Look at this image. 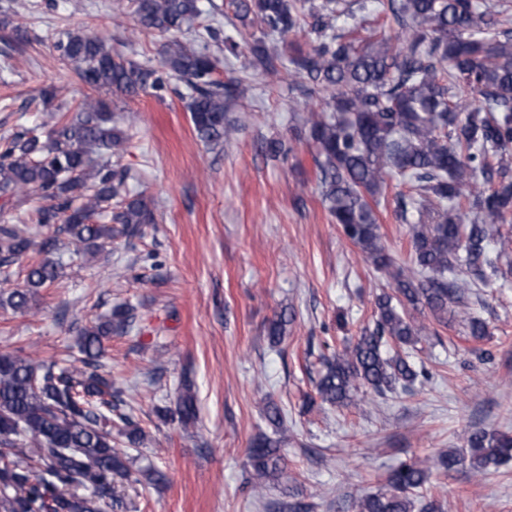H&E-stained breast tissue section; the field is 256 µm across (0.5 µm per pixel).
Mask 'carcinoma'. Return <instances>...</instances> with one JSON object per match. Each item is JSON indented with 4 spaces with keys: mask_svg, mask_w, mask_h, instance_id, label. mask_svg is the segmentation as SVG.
Masks as SVG:
<instances>
[{
    "mask_svg": "<svg viewBox=\"0 0 512 512\" xmlns=\"http://www.w3.org/2000/svg\"><path fill=\"white\" fill-rule=\"evenodd\" d=\"M138 24L163 43L160 65L115 56L102 39L84 30L61 28L51 48L91 89L114 95L163 90L170 77L184 81L187 110L199 138L220 145L234 138L241 120L230 105L247 96L240 78H214L207 52L210 28L188 38L200 16L199 0H131ZM236 17L259 24L245 42L249 65L274 73L288 59L290 74L306 84L304 95L321 101V111L302 119L297 135L314 144L323 201L342 234L387 278L393 293L377 296L373 326L323 358L316 391L336 407L355 403L371 390L378 397L410 393L427 377L411 360L421 333L406 306L423 307L440 325L458 320L466 336L483 340L486 322L467 303L474 288H489L512 275V28L506 4L481 0H231ZM392 16L398 35L385 32ZM12 27L14 42L27 31L12 25L9 8L0 27ZM306 33L309 47L288 41ZM129 136L112 120L110 104L85 98L71 117L0 139V210L27 190L43 204L33 222L47 230L35 242L16 224L0 222V270L31 252L24 284L0 294V305L27 313L38 289L58 280L55 258L60 237L71 257L95 256L112 238V224L134 236L154 214L141 196L122 201L111 223L92 216L108 211L121 195L124 172L111 158L123 154ZM281 160L292 151L280 138L262 146ZM407 180L395 211L411 225V263L396 264L380 242L372 203L389 182ZM467 277L458 276V268ZM135 309L117 305L79 334L80 369L55 361L31 363L0 353V512H126L116 479L132 480L130 457L112 445V428L128 448H140L145 433L119 412L122 392L101 373L104 339L130 333ZM194 381L186 375L175 409L162 417L190 426L197 420ZM282 439L262 435L248 453V483L262 498L267 481L282 473ZM468 448L435 458L413 456L388 478V489L367 493L357 512H413L414 497L433 474L466 467L485 475L512 460V436L475 431Z\"/></svg>",
    "mask_w": 512,
    "mask_h": 512,
    "instance_id": "1",
    "label": "carcinoma"
}]
</instances>
